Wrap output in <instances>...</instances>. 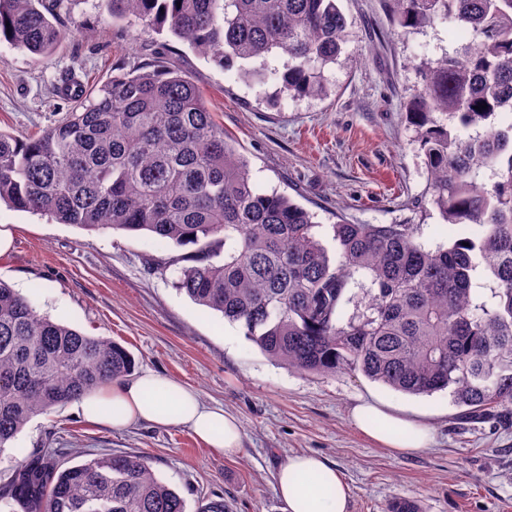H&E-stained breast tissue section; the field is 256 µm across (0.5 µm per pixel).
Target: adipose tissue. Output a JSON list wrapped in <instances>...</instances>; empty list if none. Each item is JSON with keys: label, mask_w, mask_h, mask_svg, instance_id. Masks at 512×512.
Returning <instances> with one entry per match:
<instances>
[{"label": "adipose tissue", "mask_w": 512, "mask_h": 512, "mask_svg": "<svg viewBox=\"0 0 512 512\" xmlns=\"http://www.w3.org/2000/svg\"><path fill=\"white\" fill-rule=\"evenodd\" d=\"M76 410L90 422L115 429L140 422L180 425L227 455L242 446V429L233 415L155 372L114 381L77 401ZM351 417L363 434L389 448L415 452L433 442L428 426L398 418L373 403L357 404ZM276 488L288 512H349V490L339 471L315 454L288 458L278 470Z\"/></svg>", "instance_id": "ef3b65f1"}]
</instances>
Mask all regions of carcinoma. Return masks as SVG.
Returning <instances> with one entry per match:
<instances>
[{"label":"carcinoma","mask_w":512,"mask_h":512,"mask_svg":"<svg viewBox=\"0 0 512 512\" xmlns=\"http://www.w3.org/2000/svg\"><path fill=\"white\" fill-rule=\"evenodd\" d=\"M384 2L405 33L449 23L473 34L438 58L414 57L418 85L403 102L424 154V200L444 223L471 228L448 246L425 247L418 224L341 220L330 252L313 214L254 185L249 161L163 46L81 90L79 105L41 135L0 131V203L85 231L198 246L176 258L185 263L178 289L290 369L357 371L409 395L449 388L467 416L512 414V121L499 120L512 112V0ZM110 3L112 18L134 15L221 67L253 62L250 74L287 98L327 95L325 69L346 39L336 0ZM62 7L0 0V42L49 59L64 37ZM276 54L288 57L282 71L270 64ZM133 367L121 344L39 314L0 281V458L32 418ZM0 504L8 512H186L136 452L68 466L42 449L17 463Z\"/></svg>","instance_id":"cac0c4a2"}]
</instances>
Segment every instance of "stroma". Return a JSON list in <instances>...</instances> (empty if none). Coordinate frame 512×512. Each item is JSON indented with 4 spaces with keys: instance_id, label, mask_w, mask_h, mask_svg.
I'll return each mask as SVG.
<instances>
[{
    "instance_id": "stroma-1",
    "label": "stroma",
    "mask_w": 512,
    "mask_h": 512,
    "mask_svg": "<svg viewBox=\"0 0 512 512\" xmlns=\"http://www.w3.org/2000/svg\"><path fill=\"white\" fill-rule=\"evenodd\" d=\"M348 23L324 97L277 99L248 63L220 67L188 43L129 16L113 19L108 0H64L66 36L42 62L0 42V131L33 136L74 106L62 81L93 90L114 70L132 69L144 44L164 43L172 66L203 94L213 118L245 156L256 185L288 194L332 245L336 219L351 224H417L427 247L457 230L423 207L426 168L403 110L416 82L413 56L439 54L466 39L449 26L403 34L383 0H339ZM12 244L0 254V280L41 314L90 336L120 343L135 372L150 370L194 389L235 415L243 447L224 456L181 426L96 425L68 405L33 418L12 454L22 459L60 449L69 463L102 453L147 456L158 479L176 490L186 512L224 497L231 512H286L274 474L288 457L315 453L336 465L351 492L349 512H388L401 499L421 512H512V421L464 418L450 392L406 395L358 372L321 376L288 370L244 336L240 325L193 302L177 288L183 248L149 235L87 232L46 215L0 205ZM372 400L430 426L434 444L416 452L386 448L350 419Z\"/></svg>"
}]
</instances>
